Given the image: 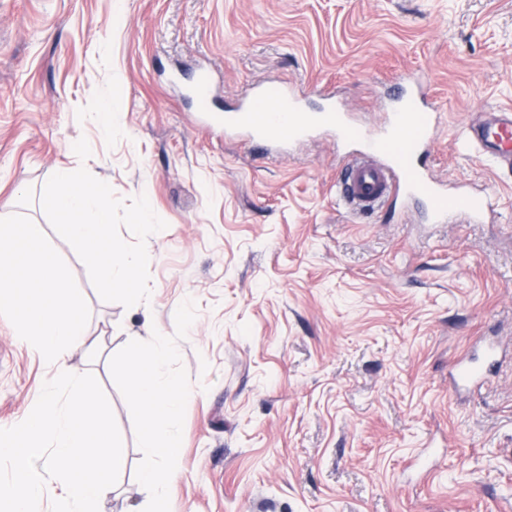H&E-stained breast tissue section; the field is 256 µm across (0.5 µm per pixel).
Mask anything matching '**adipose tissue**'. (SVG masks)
Instances as JSON below:
<instances>
[{
	"mask_svg": "<svg viewBox=\"0 0 512 512\" xmlns=\"http://www.w3.org/2000/svg\"><path fill=\"white\" fill-rule=\"evenodd\" d=\"M174 356L164 338L153 333L134 341L124 358V368L132 380L131 395L150 417L142 446L155 464L142 473L141 480L156 501L166 498L179 478L177 424L183 407L193 398L182 380L169 370Z\"/></svg>",
	"mask_w": 512,
	"mask_h": 512,
	"instance_id": "obj_1",
	"label": "adipose tissue"
}]
</instances>
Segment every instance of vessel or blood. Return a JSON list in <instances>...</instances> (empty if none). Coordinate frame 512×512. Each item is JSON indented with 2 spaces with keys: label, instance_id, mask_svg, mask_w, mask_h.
I'll list each match as a JSON object with an SVG mask.
<instances>
[{
  "label": "vessel or blood",
  "instance_id": "vessel-or-blood-1",
  "mask_svg": "<svg viewBox=\"0 0 512 512\" xmlns=\"http://www.w3.org/2000/svg\"><path fill=\"white\" fill-rule=\"evenodd\" d=\"M321 99L319 111L303 109V97L288 84L257 83L237 111L214 113L209 99V78L200 75L193 94L204 121L220 124L225 134L245 132L254 140L282 143L300 141L322 132L336 134L354 149L351 160L337 178V200L348 212L360 217L376 212L388 200L417 202L424 206L433 224L485 223L493 206L487 196L467 183H447L414 163L416 155L429 151L440 125V114L429 105L424 76H412L401 85L384 124L369 129L354 123L337 104L336 92L326 86L313 90ZM463 146L486 156L494 168L512 172V109H493L467 124ZM495 346H487L481 362H467L460 369L463 386L480 381L485 366L496 360Z\"/></svg>",
  "mask_w": 512,
  "mask_h": 512
}]
</instances>
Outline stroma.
Instances as JSON below:
<instances>
[{"mask_svg": "<svg viewBox=\"0 0 512 512\" xmlns=\"http://www.w3.org/2000/svg\"><path fill=\"white\" fill-rule=\"evenodd\" d=\"M201 67L217 111L271 79L310 112L309 88L341 89L370 123L404 75L430 71L446 121L418 164L483 189L493 221L347 215L332 136L278 154L198 126L177 79ZM499 105L512 106V0H0V217L45 234L89 336L107 339L67 359L122 437V482L99 512L149 508V417L123 369L149 325L196 395L158 512H512V176L459 148ZM81 167L166 223L146 240L143 307L103 301L46 217L51 172ZM483 340L498 365L456 390V360ZM54 372L0 316V426Z\"/></svg>", "mask_w": 512, "mask_h": 512, "instance_id": "35a3bbf8", "label": "stroma"}]
</instances>
